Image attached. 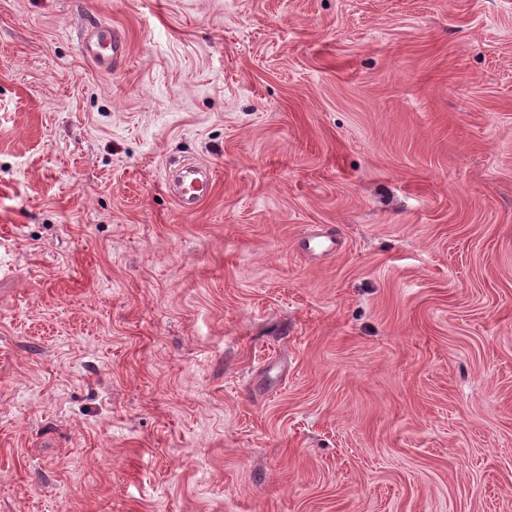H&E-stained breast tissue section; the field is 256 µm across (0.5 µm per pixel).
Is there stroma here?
<instances>
[{"label":"stroma","instance_id":"obj_1","mask_svg":"<svg viewBox=\"0 0 512 512\" xmlns=\"http://www.w3.org/2000/svg\"><path fill=\"white\" fill-rule=\"evenodd\" d=\"M0 512H512V0H0ZM78 50L97 68L108 71L125 58L127 40L115 27L91 26L84 34ZM186 175L196 178L201 182V190L196 192L193 196H188V199H191V200L199 199V201H200L201 199L204 198V196H202L201 198H199V197L201 195H204V192H205L207 186L210 184V186L212 187L214 184V178H213L212 171L211 170L203 171V170L197 169L194 166H190V165L181 166L178 169V176H177V179L175 182L177 184V186L180 188V191H181V186H180L181 180ZM181 193H182V191H181ZM184 196H186V195H184Z\"/></svg>","mask_w":512,"mask_h":512}]
</instances>
